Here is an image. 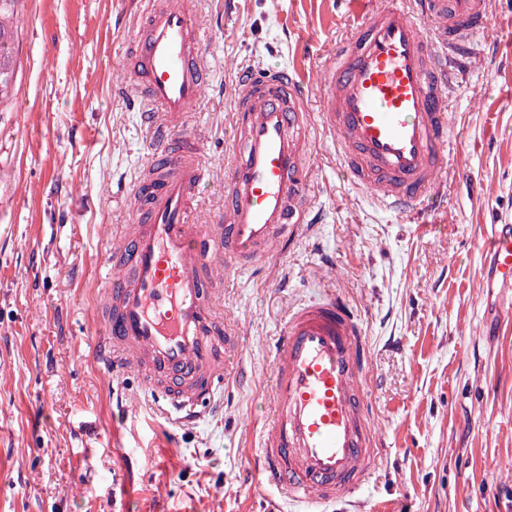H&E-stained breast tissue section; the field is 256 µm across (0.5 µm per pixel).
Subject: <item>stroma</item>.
Instances as JSON below:
<instances>
[{"label": "stroma", "instance_id": "stroma-1", "mask_svg": "<svg viewBox=\"0 0 512 512\" xmlns=\"http://www.w3.org/2000/svg\"><path fill=\"white\" fill-rule=\"evenodd\" d=\"M212 78L184 135L224 214L231 90L281 68L308 89L309 195L320 215L269 268L231 267L214 314L239 340L224 402L176 428L135 374H109L93 311L112 227L151 147L118 93L134 0H20L17 82L0 105V512H276L255 455L269 344L289 309L335 284L363 319L382 456L356 512H512V314L481 248L512 222V0H489L483 59L450 100L448 176L414 215L343 174L316 113L321 61L359 23L339 0H195ZM428 231H419L420 223Z\"/></svg>", "mask_w": 512, "mask_h": 512}]
</instances>
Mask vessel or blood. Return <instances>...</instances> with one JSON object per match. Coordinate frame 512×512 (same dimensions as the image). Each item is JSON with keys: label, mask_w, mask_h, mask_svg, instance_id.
<instances>
[{"label": "vessel or blood", "mask_w": 512, "mask_h": 512, "mask_svg": "<svg viewBox=\"0 0 512 512\" xmlns=\"http://www.w3.org/2000/svg\"><path fill=\"white\" fill-rule=\"evenodd\" d=\"M362 24L323 60L322 127L354 183L383 208L419 210L446 174L448 91L483 53L488 0H356ZM121 87L138 104L153 147L140 173L138 223L112 227L113 267L96 317L111 371L136 373L171 424L200 419L222 395L234 344L213 313L224 268L258 266L308 213V92L284 70L240 73L234 150L224 166V221L191 202L211 178L201 144L177 130L208 85L189 0H139ZM487 280L512 309V224L482 241ZM268 424L259 440L265 481L289 512L352 502L381 448L365 392L369 349L361 317L328 290L299 304L275 336Z\"/></svg>", "instance_id": "obj_1"}]
</instances>
